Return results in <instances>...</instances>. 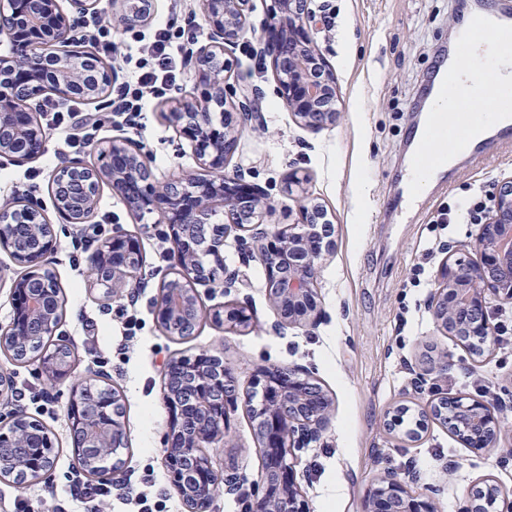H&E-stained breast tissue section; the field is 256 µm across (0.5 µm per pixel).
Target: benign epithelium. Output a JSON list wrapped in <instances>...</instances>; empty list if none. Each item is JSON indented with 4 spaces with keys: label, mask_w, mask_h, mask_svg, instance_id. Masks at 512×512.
Here are the masks:
<instances>
[{
    "label": "benign epithelium",
    "mask_w": 512,
    "mask_h": 512,
    "mask_svg": "<svg viewBox=\"0 0 512 512\" xmlns=\"http://www.w3.org/2000/svg\"><path fill=\"white\" fill-rule=\"evenodd\" d=\"M74 14L63 11L60 0H0V37L11 44L8 56L0 57V164L40 156L46 146L43 127L30 120L42 96L60 100H82L96 105L95 119H102L112 102H101L103 90L113 87L116 69L101 68L84 54L77 60L73 46L83 39L87 16L98 12L100 0H69ZM251 0H202L209 41L186 49L187 61L202 87L200 98H181L166 113L181 126L191 142L200 172L168 182L155 180L147 157L123 143L112 142L100 152L112 157V164L88 166L68 158L53 172V181L66 183L79 178L82 196L72 200L52 193L54 210L67 216L71 224L89 223L97 209L100 190L107 184L119 195L129 211L139 215L156 211L169 225L173 241L174 268L180 278L176 288H159L155 301L158 322L171 334L178 326L194 328L201 321L198 292L194 285L229 288L230 282L213 275L201 257L222 259L224 239L240 232L250 239V251L264 266L269 299L283 325L311 326L321 314L315 288L318 261L329 254L334 241L327 210L307 199L300 204L293 222L272 235L263 228L267 197L263 187L246 180L244 174L229 178L224 174L235 152L245 123L254 117L261 95L256 89L237 96L229 83L231 54L249 23ZM112 15L124 23H145L149 14L127 11V0H111ZM327 5L314 0H270L261 27V54L270 58L277 93L295 120L312 129L336 125V84L332 70L314 43L311 22ZM220 119H214V112ZM490 205L479 233L481 258L464 262L448 255L439 271L440 286L431 294L428 309L437 326L447 335L471 346L487 343L490 327L486 293L512 300V177L492 184ZM10 241L13 258L27 267L15 281L11 306L26 302L32 332L20 331L14 322L0 326V349L15 352L27 341H41L55 333L58 323L53 307V290L41 287V276L56 248L53 225L40 206L17 200L0 201V243ZM142 264H129L111 257L106 244L93 257L90 276L96 284L115 296L139 286ZM250 321L245 308L224 306L221 323L235 330ZM215 356L196 357L190 369L196 389L195 409L204 417L199 427L184 431L182 408L169 388L164 399L171 423L162 450V464L189 512H211L219 491L237 494L247 478L231 470L223 475L211 467L202 449L224 436V420L231 390L230 374L223 366L211 372L202 366ZM256 384L263 390L259 412L266 425L261 428L260 451L269 469L256 483L246 512H306L303 491L296 471L295 451L316 441L325 429L332 400L310 394L316 384L278 368H261ZM83 390L73 392L70 408L75 455L93 466L103 463L102 474L110 477L126 447L121 396L113 393L112 413L92 410L83 400ZM450 429L466 446L483 450L493 446L499 432L495 407L481 399L443 397L421 411ZM39 426L26 414L6 433L0 434V480L15 479L26 467V479H45L53 469L51 457L44 468L30 460H18L11 450L23 444L31 428ZM493 512H512V494L495 484L485 485ZM437 491L413 494L399 476L385 472L372 482L364 496L363 512H436Z\"/></svg>",
    "instance_id": "7a95c632"
}]
</instances>
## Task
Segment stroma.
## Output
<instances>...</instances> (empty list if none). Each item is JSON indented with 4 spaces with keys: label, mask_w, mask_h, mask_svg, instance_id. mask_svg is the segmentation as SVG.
Listing matches in <instances>:
<instances>
[{
    "label": "stroma",
    "mask_w": 512,
    "mask_h": 512,
    "mask_svg": "<svg viewBox=\"0 0 512 512\" xmlns=\"http://www.w3.org/2000/svg\"><path fill=\"white\" fill-rule=\"evenodd\" d=\"M330 18L316 21L313 37L336 80L340 118L335 126L313 130L297 125L275 93L269 61L253 51L258 35L246 31L234 51L230 81L240 91L261 88L257 110L261 122L248 124L226 175L243 171L250 181L265 187L271 205L267 222L277 229L288 224L300 203L283 185L289 173L308 176L311 199L327 210L335 247L318 263L316 288L322 318L316 327L273 332L276 313L265 288V271L247 246L227 239L224 264L245 273L247 286L230 293L198 285L206 311L224 304L245 306L252 316L242 331L224 329L207 319L188 337L167 335L156 319L154 301L171 276L168 227L158 214L132 215L110 187H102L94 221L110 231L136 237L143 257L142 284L136 297L140 328L124 339L119 318L107 307L121 299L95 285L88 275V259L73 260L71 238L77 225L52 212V174L63 158L97 162L100 148L120 139L143 148L153 173L166 181L197 170L188 142L167 122L165 114L175 99L195 94L191 69H184L175 86L148 96L142 125L133 129L105 119L98 143L74 149L55 133H48L44 153L23 164L0 165V187L11 186L12 197L49 210L56 234V251L49 268L63 296V314L50 336L53 345L73 352L71 373L64 379L48 375L39 359L18 362L0 351V377L21 380L44 389L58 408L56 417L25 412L51 432L54 465L50 476L27 484L35 512H52L65 491V474L74 463L68 406L75 383L96 372V356L109 357L106 383L122 397L126 450L120 472L158 512H186L161 464V450L170 423L163 400L167 362L208 353L222 358L234 378L236 402L230 405L223 442L207 448L216 472L237 468L249 477L262 469L256 423L244 398L254 389L262 368H283L321 385L334 401L327 431L309 447L300 449L299 465L309 476L304 486L309 512H362L363 499L381 471H416L409 489L425 492L440 487L439 512H461L473 488L493 483L512 493V468L497 466L501 453L512 448V365L501 366L505 351L498 344L483 355L438 330L427 309V299L438 286V270L448 253L463 259L480 257L479 227L454 224L434 229L432 221L449 200L467 201L487 194L491 181L512 176V141L488 137L480 158L455 154L450 176L429 183L406 212L392 201L404 186L411 166L407 138L417 125L413 106L425 96L441 59L440 49L458 44L465 16L512 13V0H331ZM98 18L112 27L114 64L119 81L139 64V40L151 38L158 24L183 31L179 46L207 43L210 30L200 0H154L147 24L130 27L112 19V6L101 0ZM364 183L362 196L354 187ZM435 251L425 267L421 286L410 284L413 265L426 244ZM100 324L97 341H87L83 323ZM447 358L448 373L428 370L430 360ZM480 397L497 402L501 433L493 447L467 448L440 424H429L415 441L388 433L384 414L405 404L428 405L435 394Z\"/></svg>",
    "instance_id": "stroma-1"
}]
</instances>
